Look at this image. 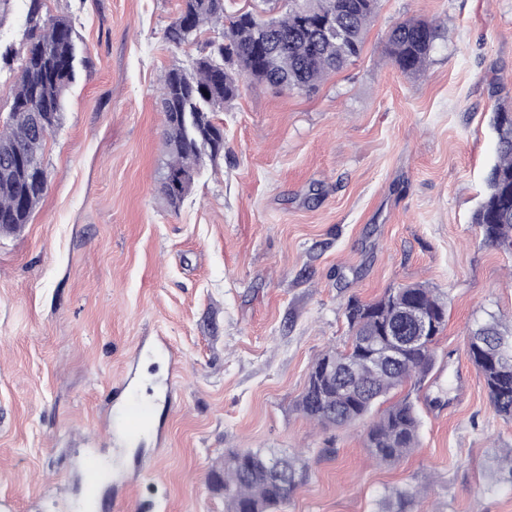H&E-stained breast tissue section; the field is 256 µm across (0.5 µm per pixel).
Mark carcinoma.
<instances>
[{
    "instance_id": "carcinoma-1",
    "label": "carcinoma",
    "mask_w": 512,
    "mask_h": 512,
    "mask_svg": "<svg viewBox=\"0 0 512 512\" xmlns=\"http://www.w3.org/2000/svg\"><path fill=\"white\" fill-rule=\"evenodd\" d=\"M380 0H288L279 18L227 15L226 0H183L178 14L163 33L173 49L197 42L205 27L229 19V25L204 43L203 51L187 66L165 71L159 105L163 137L170 155L160 191L168 207L177 211L190 193L205 162L224 155V126L218 113L235 100L245 80L281 90L307 94L332 73L343 69L363 48L365 33ZM329 16L346 23L343 42L321 39L299 25L305 17L319 21ZM29 46L18 65L12 85V105L0 124V230H15L29 223L46 190L35 183L27 155L45 156L48 135L61 125L63 96L74 78L80 50L72 20L44 11V0H30ZM438 25L427 20L395 23L386 35L385 48L406 76L426 65ZM496 160L489 167L487 193L474 224L482 241L512 251V111H495ZM184 178L177 190L168 183L170 173ZM419 305L437 315L440 335L448 313L445 295L426 284L388 289L377 300L347 304L350 332L347 348L327 350L311 363L296 410L323 428L347 427L373 416L363 434L364 447L381 463H394L419 447V416L412 393L433 369L436 351L403 335L398 363L375 369L366 363L365 342L382 330L404 323V311ZM466 354L483 379L496 413L512 419V328L503 320L477 325L468 336ZM349 384L361 388L350 395ZM407 392L378 414L375 406L391 392ZM308 462L296 454L267 453L261 449H235L224 454L220 489L225 512H273L288 501L308 477ZM422 498L418 487L390 490L380 501V512H415Z\"/></svg>"
}]
</instances>
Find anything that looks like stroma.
I'll list each match as a JSON object with an SVG mask.
<instances>
[{"label": "stroma", "instance_id": "stroma-1", "mask_svg": "<svg viewBox=\"0 0 512 512\" xmlns=\"http://www.w3.org/2000/svg\"><path fill=\"white\" fill-rule=\"evenodd\" d=\"M29 0L0 7V47L24 55ZM182 0H46L87 62L47 140L48 190L0 233V512H224L211 469L229 448L299 452L309 476L280 512H377L423 486L420 512H512L495 482L512 420L466 357L469 332L512 319V253L474 215L512 106V0H381L360 56L310 95L246 81L218 119L224 157L178 211L159 80L195 58L163 41ZM436 22L426 68L385 51L393 24ZM416 282L448 296L434 369L416 393L420 446L377 463L362 427L295 409L309 367L349 340V300ZM144 386L154 424L112 433L114 393Z\"/></svg>", "mask_w": 512, "mask_h": 512}]
</instances>
